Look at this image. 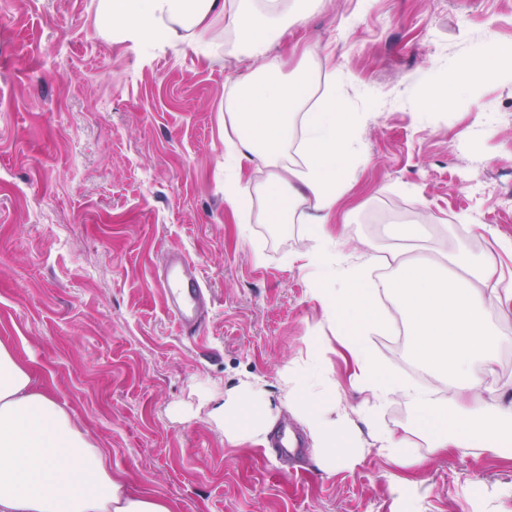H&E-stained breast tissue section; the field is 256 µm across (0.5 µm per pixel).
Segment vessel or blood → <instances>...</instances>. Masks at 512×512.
Segmentation results:
<instances>
[{
    "label": "vessel or blood",
    "instance_id": "b4317fda",
    "mask_svg": "<svg viewBox=\"0 0 512 512\" xmlns=\"http://www.w3.org/2000/svg\"><path fill=\"white\" fill-rule=\"evenodd\" d=\"M168 307L182 335H198L207 322L204 289L199 270L183 254L170 255L163 273Z\"/></svg>",
    "mask_w": 512,
    "mask_h": 512
}]
</instances>
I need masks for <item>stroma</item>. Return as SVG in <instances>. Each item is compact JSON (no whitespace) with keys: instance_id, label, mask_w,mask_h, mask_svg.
<instances>
[{"instance_id":"obj_1","label":"stroma","mask_w":512,"mask_h":512,"mask_svg":"<svg viewBox=\"0 0 512 512\" xmlns=\"http://www.w3.org/2000/svg\"><path fill=\"white\" fill-rule=\"evenodd\" d=\"M96 0H0V340L50 383L130 491L178 512H489L512 507V462L476 448L420 447L419 483L392 495L402 468L369 455L324 468L313 448L285 460L234 447L199 386L261 379L279 425L282 376L312 355L361 404L336 339L310 297L307 224L240 232L224 193L219 109L237 76L182 45L110 42ZM318 46L317 94L336 88L363 117L360 157L330 222L347 247L372 241L512 259V73L420 111L426 85L488 41L512 43V0H323L290 42ZM425 219L400 241L391 216ZM195 261L210 298L203 332L179 335L159 285L162 256Z\"/></svg>"}]
</instances>
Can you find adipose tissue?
Returning <instances> with one entry per match:
<instances>
[{
    "label": "adipose tissue",
    "instance_id": "ef3b65f1",
    "mask_svg": "<svg viewBox=\"0 0 512 512\" xmlns=\"http://www.w3.org/2000/svg\"><path fill=\"white\" fill-rule=\"evenodd\" d=\"M316 2L97 0L95 26L100 35L136 47L194 45L203 35L218 37L230 29L244 43L235 54L241 73L223 107L224 179L233 185L227 200L243 224L257 196L263 223L315 225L317 245L304 256L310 295L350 364L353 381L367 394L353 413L337 397L331 372L320 360L284 373L283 404L300 416L322 462L352 465L374 452L403 468L418 466L422 458L408 438L415 430L438 454L478 448L511 461L512 401L490 414L484 400L504 339L483 325L479 313L489 305L503 320L512 319V289L499 290L495 261L459 254L445 263L425 250H396L390 254L391 276L374 285L370 272L377 257L371 241L348 252L328 227L344 194V169L358 154L355 133L362 118L333 90L310 103L316 72L305 60L311 47L291 45L289 55L297 63L289 72L283 57L269 53ZM509 62L512 43L478 46L441 83L428 87L422 109L493 79ZM257 159L269 175L249 191L242 186L244 168ZM385 296L401 314L411 354L437 385L412 384L379 366L372 338L389 328L381 306ZM395 397L411 414L398 431L382 421ZM207 401L226 442L265 445L274 420L262 385L245 381ZM355 415L366 422L367 437L351 428ZM0 512H176V507L149 493H131L124 474L113 471L108 449L99 447L15 349L0 341Z\"/></svg>",
    "mask_w": 512,
    "mask_h": 512
}]
</instances>
